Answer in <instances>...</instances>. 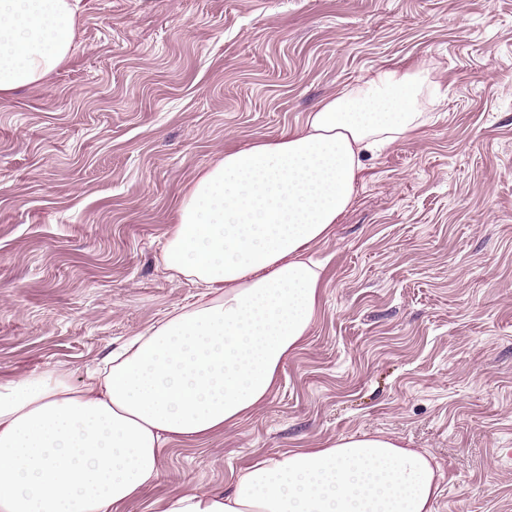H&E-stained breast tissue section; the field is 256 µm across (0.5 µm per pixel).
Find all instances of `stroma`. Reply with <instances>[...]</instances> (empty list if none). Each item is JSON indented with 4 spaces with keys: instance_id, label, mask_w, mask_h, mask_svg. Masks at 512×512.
I'll return each instance as SVG.
<instances>
[{
    "instance_id": "obj_1",
    "label": "stroma",
    "mask_w": 512,
    "mask_h": 512,
    "mask_svg": "<svg viewBox=\"0 0 512 512\" xmlns=\"http://www.w3.org/2000/svg\"><path fill=\"white\" fill-rule=\"evenodd\" d=\"M86 2L72 56L0 95V382L80 385L196 302L162 250L200 172L378 69H422L430 121L366 159L313 246L320 306L268 401L167 446L121 512L361 433L436 458L434 512H512V0Z\"/></svg>"
}]
</instances>
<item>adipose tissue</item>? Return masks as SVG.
<instances>
[{"mask_svg":"<svg viewBox=\"0 0 512 512\" xmlns=\"http://www.w3.org/2000/svg\"><path fill=\"white\" fill-rule=\"evenodd\" d=\"M83 0H0V93L70 55ZM424 72L380 70L278 139L225 151L195 180L162 252L206 300L167 314L72 387L65 372L0 383V512H118L159 476L164 449L264 404L313 322L310 248L354 201L367 156L426 124ZM440 467L368 434L291 448L161 512H433Z\"/></svg>","mask_w":512,"mask_h":512,"instance_id":"obj_1","label":"adipose tissue"}]
</instances>
